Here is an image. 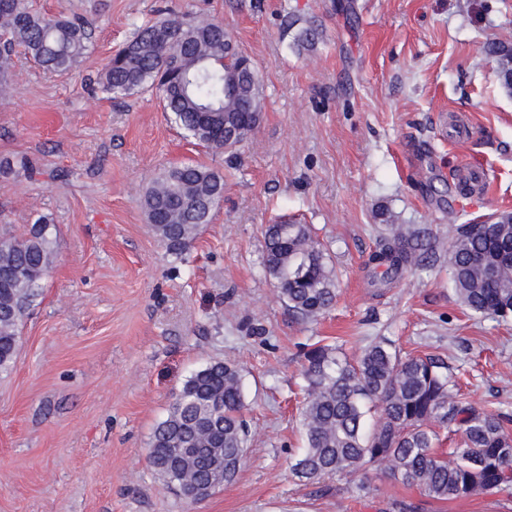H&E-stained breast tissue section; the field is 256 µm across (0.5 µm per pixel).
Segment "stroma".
Wrapping results in <instances>:
<instances>
[{
    "label": "stroma",
    "instance_id": "35a3bbf8",
    "mask_svg": "<svg viewBox=\"0 0 512 512\" xmlns=\"http://www.w3.org/2000/svg\"><path fill=\"white\" fill-rule=\"evenodd\" d=\"M85 18L92 49L72 71L14 58L0 98V237L37 215L56 236L49 274L0 372V512H512V486L442 501L374 471L300 481L298 405L307 346L370 342L436 358L471 405L512 415V319L475 316L448 265L452 223L512 212V95L489 40L512 41V0H27ZM223 22L254 63L263 107L252 135L212 152L171 123L152 91L122 100L98 81L146 22ZM311 42H299L303 30ZM224 175V200L183 258L146 220L165 167ZM484 169L468 196L460 173ZM312 225L335 276L334 308L293 318L262 267L264 229ZM427 230L429 264L386 288L367 266L386 224ZM242 375L247 455L232 483L191 503L167 490L147 447L190 373Z\"/></svg>",
    "mask_w": 512,
    "mask_h": 512
}]
</instances>
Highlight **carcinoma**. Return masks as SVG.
Wrapping results in <instances>:
<instances>
[{
	"mask_svg": "<svg viewBox=\"0 0 512 512\" xmlns=\"http://www.w3.org/2000/svg\"><path fill=\"white\" fill-rule=\"evenodd\" d=\"M0 90L14 78L20 46L44 69L71 70L90 47L79 20L49 18L25 0H0ZM214 19H161L141 27L112 57L102 90L115 97L158 91L170 120L196 141L219 151L239 113L260 109L261 83L248 58ZM484 53L497 63L499 86L512 94V42L492 40ZM224 197V175L193 163L172 165L144 196L148 224L167 251L185 255ZM264 270L277 296L301 320H313L336 301L325 249L307 224H269ZM55 241L50 220L38 216L20 239H0V372L12 367L19 326L51 269ZM429 233L414 230L382 239L368 260L371 284L386 288L432 254ZM455 294L475 315L512 318V213L498 224H456L449 243ZM301 429L304 451L292 465L300 480L341 474L359 478L365 495L380 470L425 495L457 500L512 484V418L466 402L448 365L431 357L403 356L384 342L354 359L342 348L316 343L304 353ZM241 369L212 361L193 371L167 417L150 437L147 457L165 488L210 485L220 471L233 481L246 456L248 428ZM372 425H367L370 414ZM455 439L446 454L435 450L439 431Z\"/></svg>",
	"mask_w": 512,
	"mask_h": 512,
	"instance_id": "carcinoma-1",
	"label": "carcinoma"
}]
</instances>
